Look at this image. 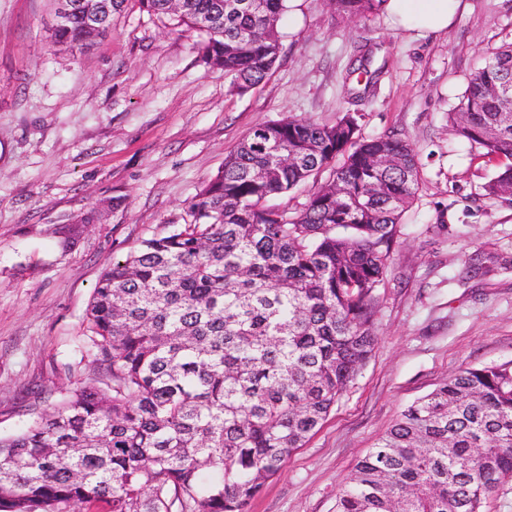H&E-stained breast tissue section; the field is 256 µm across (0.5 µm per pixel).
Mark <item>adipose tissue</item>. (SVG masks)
I'll list each match as a JSON object with an SVG mask.
<instances>
[{"label":"adipose tissue","mask_w":512,"mask_h":512,"mask_svg":"<svg viewBox=\"0 0 512 512\" xmlns=\"http://www.w3.org/2000/svg\"><path fill=\"white\" fill-rule=\"evenodd\" d=\"M462 0H383L381 9L393 28L417 36L447 32Z\"/></svg>","instance_id":"ef3b65f1"}]
</instances>
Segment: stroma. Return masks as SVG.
I'll list each match as a JSON object with an SVG mask.
<instances>
[{"label":"stroma","instance_id":"35a3bbf8","mask_svg":"<svg viewBox=\"0 0 512 512\" xmlns=\"http://www.w3.org/2000/svg\"><path fill=\"white\" fill-rule=\"evenodd\" d=\"M54 23L52 0H0L1 437L91 374L85 313L105 262L188 222V201L248 132L288 116L351 113L363 137L399 134L422 181L379 290L371 358L248 512H333L408 406L461 369L512 360V201L486 195L499 160L448 122L470 77L512 42V0H466L448 33L425 38L290 0L280 59L243 95L203 62L197 34L136 6L83 49L55 45ZM103 201L61 244L58 228ZM477 251L492 272L461 281Z\"/></svg>","mask_w":512,"mask_h":512}]
</instances>
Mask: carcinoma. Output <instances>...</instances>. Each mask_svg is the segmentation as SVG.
<instances>
[{
    "label": "carcinoma",
    "mask_w": 512,
    "mask_h": 512,
    "mask_svg": "<svg viewBox=\"0 0 512 512\" xmlns=\"http://www.w3.org/2000/svg\"><path fill=\"white\" fill-rule=\"evenodd\" d=\"M135 2L199 34L204 63L239 94L280 58L287 0ZM330 2L353 18L380 0ZM96 37L80 15L54 35L73 48ZM448 121L507 160L484 190L512 198V43ZM264 128L270 136L249 132L193 196L190 222L106 263L85 314L94 372L0 437V512H248L357 379L421 184L418 152L395 134L360 137L347 114ZM309 182L301 210L272 203ZM507 476L511 360L465 368L403 411L334 512H481Z\"/></svg>",
    "instance_id": "cac0c4a2"
}]
</instances>
